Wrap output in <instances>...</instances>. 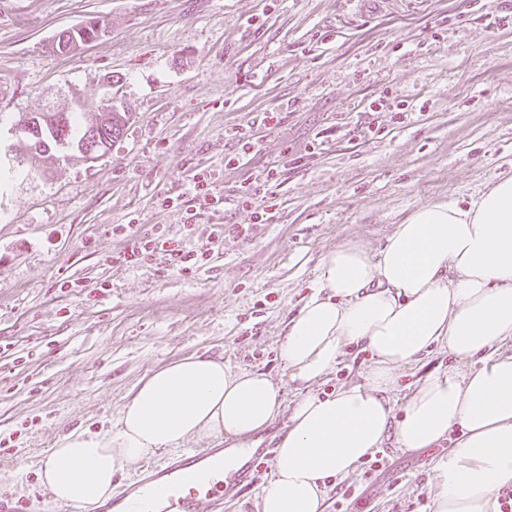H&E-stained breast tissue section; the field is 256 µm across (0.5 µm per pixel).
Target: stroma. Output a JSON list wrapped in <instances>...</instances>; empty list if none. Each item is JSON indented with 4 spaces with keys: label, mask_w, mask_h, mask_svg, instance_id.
Here are the masks:
<instances>
[{
    "label": "stroma",
    "mask_w": 512,
    "mask_h": 512,
    "mask_svg": "<svg viewBox=\"0 0 512 512\" xmlns=\"http://www.w3.org/2000/svg\"><path fill=\"white\" fill-rule=\"evenodd\" d=\"M506 0H0V497L23 512H69L38 471L73 428H107L156 368L196 354L295 390L279 356L286 326L330 250L377 251L420 205L467 202L512 173V19ZM104 36L70 53L53 42L88 17ZM128 117L94 163L23 156L25 114L63 108L104 77ZM252 150L241 166L227 155ZM279 165L268 223L239 184ZM215 178L225 237L191 274L112 260L131 235L184 233L187 188ZM175 198L176 206L166 205ZM356 346L318 384L361 382ZM433 349L399 373L452 367ZM287 417L251 436L257 481L220 512H255ZM443 448L386 443L383 467L328 487L324 512H432Z\"/></svg>",
    "instance_id": "obj_1"
}]
</instances>
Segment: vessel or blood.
<instances>
[{
  "label": "vessel or blood",
  "instance_id": "obj_1",
  "mask_svg": "<svg viewBox=\"0 0 512 512\" xmlns=\"http://www.w3.org/2000/svg\"><path fill=\"white\" fill-rule=\"evenodd\" d=\"M252 481L251 464L225 470L223 449L194 450L150 467L96 512H201L202 504L220 507L226 494Z\"/></svg>",
  "mask_w": 512,
  "mask_h": 512
}]
</instances>
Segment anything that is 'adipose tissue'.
<instances>
[{
	"mask_svg": "<svg viewBox=\"0 0 512 512\" xmlns=\"http://www.w3.org/2000/svg\"><path fill=\"white\" fill-rule=\"evenodd\" d=\"M314 288L279 343L298 389L292 405L263 372L199 356L170 362L142 381L108 429L55 441L40 467L53 499L94 505L111 496L115 474L190 440L229 442L224 466L232 468L247 437L286 409L257 512H323L328 480L348 476L386 442L412 451L448 439L433 512H499V492L512 486V354L500 351L512 343V176L465 205L419 206L377 252L356 242L327 252ZM358 344L372 355L362 382L314 392ZM437 346L457 363L478 355L484 363L431 373L393 400L399 369Z\"/></svg>",
	"mask_w": 512,
	"mask_h": 512,
	"instance_id": "1",
	"label": "adipose tissue"
}]
</instances>
